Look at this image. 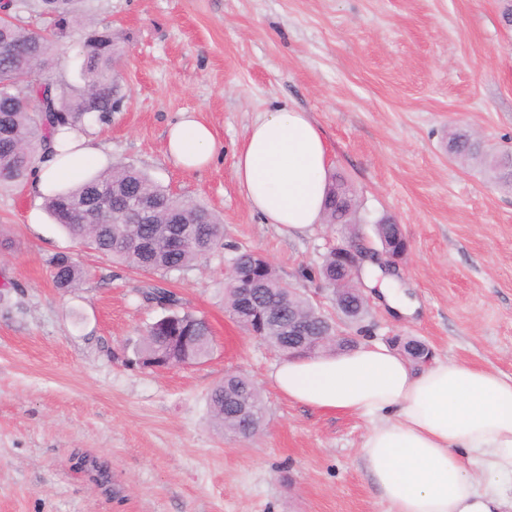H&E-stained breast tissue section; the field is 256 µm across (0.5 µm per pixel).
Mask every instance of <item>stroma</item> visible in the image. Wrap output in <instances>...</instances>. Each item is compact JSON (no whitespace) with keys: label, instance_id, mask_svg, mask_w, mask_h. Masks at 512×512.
Returning <instances> with one entry per match:
<instances>
[{"label":"stroma","instance_id":"1","mask_svg":"<svg viewBox=\"0 0 512 512\" xmlns=\"http://www.w3.org/2000/svg\"><path fill=\"white\" fill-rule=\"evenodd\" d=\"M502 0H82L122 38L121 111L88 126L115 161L224 220V245L167 276L102 258L42 201L0 190V512H389L362 465L364 420L290 402L273 386L278 353L224 309L237 250L263 254L309 293L310 272L337 230L281 234L246 204L235 151L266 112H307L352 184L366 237L373 219L401 224L409 251L394 276L417 301L409 316L365 289L371 314L348 335L424 342L436 361L512 376V190L448 155V133L512 148V29ZM197 112L224 150L188 174L165 153L179 112ZM86 275L54 288L50 258ZM178 294L203 315V363L151 371L125 365L127 342L161 316L140 291ZM252 380L266 426L248 441L210 423L207 392L225 373ZM109 466L112 484L81 463Z\"/></svg>","mask_w":512,"mask_h":512}]
</instances>
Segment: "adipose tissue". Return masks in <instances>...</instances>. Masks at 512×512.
Instances as JSON below:
<instances>
[{"label":"adipose tissue","instance_id":"obj_1","mask_svg":"<svg viewBox=\"0 0 512 512\" xmlns=\"http://www.w3.org/2000/svg\"><path fill=\"white\" fill-rule=\"evenodd\" d=\"M57 140V153L35 165V194L62 190L108 164L80 131ZM219 150L196 113L183 112L167 130L166 153L183 171L205 169ZM329 167V146L310 116L279 108L247 130L235 176L250 209L294 237L319 224ZM271 379L291 402L369 422L362 459L391 512H503L504 484L512 480V377L460 362L417 368L365 342L281 360ZM478 468L493 480L476 477Z\"/></svg>","mask_w":512,"mask_h":512}]
</instances>
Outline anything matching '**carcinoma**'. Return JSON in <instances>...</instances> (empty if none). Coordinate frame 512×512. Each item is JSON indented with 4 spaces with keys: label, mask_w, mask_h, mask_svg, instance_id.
<instances>
[{
    "label": "carcinoma",
    "mask_w": 512,
    "mask_h": 512,
    "mask_svg": "<svg viewBox=\"0 0 512 512\" xmlns=\"http://www.w3.org/2000/svg\"><path fill=\"white\" fill-rule=\"evenodd\" d=\"M81 0H31L43 27L26 29L12 21L21 9L16 0L0 2V168L7 171L1 187L21 186L32 174L38 156L54 152L53 136L64 130L102 121L115 111L122 98L117 79L123 50L120 38L103 24H88L78 4ZM77 46L80 81L74 90L58 81L52 72L53 56L63 43ZM448 151L461 163L489 162L494 178L512 187V151H503L490 161L483 142L465 130L448 135ZM145 197L154 203L153 223L125 224L117 209L128 199ZM102 205L100 226L85 224L77 213L81 205ZM49 215L85 248L148 273L181 272L200 263L224 245L223 221L206 206L191 198L177 196L156 183L146 172L118 161L112 167L73 184L62 192L44 197ZM327 224L341 225L343 240L361 232L357 219L355 193L336 174L328 179L323 203ZM381 245L390 246L400 232L388 217L373 224ZM82 265L59 253L51 261V277L56 288L67 292L84 279ZM257 279L265 300L284 314L324 328L307 296L283 286L273 264L264 256L239 253L224 286V307L247 330L267 342L281 355L288 356L285 326L258 321L243 304L237 286L249 277ZM317 276L334 293H339L355 311L367 313V306L355 290L354 281L336 269V258L329 253ZM145 298L161 304L163 314L132 347L130 363L141 367L171 368L188 360L203 362L212 349L213 336L208 321L185 309L173 292L152 287ZM248 411L238 414L239 403ZM208 406L218 431L252 439L265 426V403L259 388L249 379L227 375L210 389Z\"/></svg>",
    "instance_id": "1"
}]
</instances>
